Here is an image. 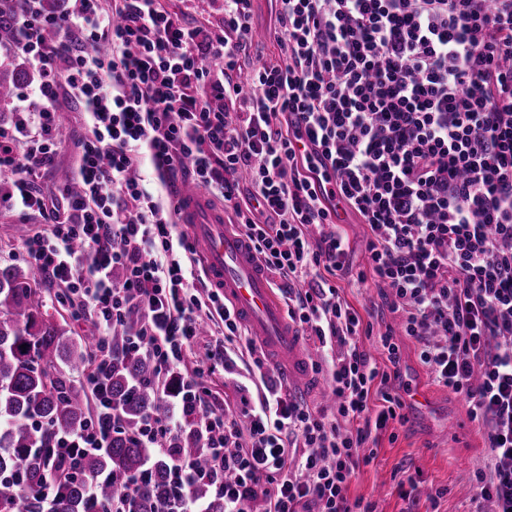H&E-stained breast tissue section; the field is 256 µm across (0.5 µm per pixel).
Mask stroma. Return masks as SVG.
Here are the masks:
<instances>
[{
	"label": "stroma",
	"mask_w": 512,
	"mask_h": 512,
	"mask_svg": "<svg viewBox=\"0 0 512 512\" xmlns=\"http://www.w3.org/2000/svg\"><path fill=\"white\" fill-rule=\"evenodd\" d=\"M59 105L67 117L66 128L59 134L54 163L37 181L49 195L61 190V174H74L71 146L85 133L78 108L64 98ZM28 230V225L19 223L12 213L0 211V266L27 267L21 240ZM339 284L342 297L373 325L372 336L363 342L364 349L376 362H383L380 336L390 329L398 333V315L391 312L379 289L359 288L345 278ZM396 341L402 352L399 384L422 387L432 406L424 413L404 407L405 423L392 424L377 436V457L357 471L348 495L370 505L372 512H474L475 488L470 473L486 456L484 436L469 418L468 403L429 376L414 340L398 333ZM252 375L246 357L236 352L226 368L205 374L202 382L216 405L232 414L236 411V383L248 381Z\"/></svg>",
	"instance_id": "stroma-1"
}]
</instances>
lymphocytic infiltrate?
Here are the masks:
<instances>
[{"mask_svg":"<svg viewBox=\"0 0 512 512\" xmlns=\"http://www.w3.org/2000/svg\"><path fill=\"white\" fill-rule=\"evenodd\" d=\"M27 0L19 48L41 83L18 131L0 128V204L38 211L28 262L66 289L98 336L83 384L94 421L56 437L51 459L108 447L111 331L139 314L128 349L149 356L152 386L171 404L138 439L155 445L191 425L206 465L176 459L170 481L213 486L224 512H359L348 487L400 418L390 385L393 333L378 366L361 343L372 327L341 295L350 244L322 191L323 171L368 232L358 284L386 289L407 337L438 384L466 398L488 461L472 475L479 512H512V0H275L277 62L248 68L253 0H224L219 25L187 24L161 0H73L65 14ZM57 37L48 41L46 29ZM86 116L78 193L51 204L34 181L53 161L58 98ZM306 134L315 160L294 140ZM187 176L231 212L275 277L289 321L319 352L314 373L335 396L296 399L230 304L196 271L171 199L144 190ZM249 191H242L239 172ZM125 276L114 281L112 270ZM211 305L224 339L188 360ZM248 353L264 386L239 388V417L200 378L230 352Z\"/></svg>","mask_w":512,"mask_h":512,"instance_id":"obj_1","label":"lymphocytic infiltrate"}]
</instances>
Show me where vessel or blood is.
Masks as SVG:
<instances>
[{
    "label": "vessel or blood",
    "instance_id": "1",
    "mask_svg": "<svg viewBox=\"0 0 512 512\" xmlns=\"http://www.w3.org/2000/svg\"><path fill=\"white\" fill-rule=\"evenodd\" d=\"M172 200L179 209L183 231L203 260L212 288L223 294L255 340L275 354L288 385L308 391L313 382L299 333L288 321L271 277L249 241L225 223L223 209L211 202L205 188L174 185Z\"/></svg>",
    "mask_w": 512,
    "mask_h": 512
}]
</instances>
